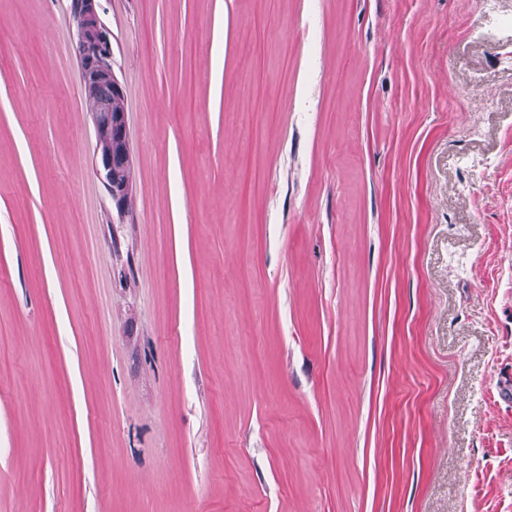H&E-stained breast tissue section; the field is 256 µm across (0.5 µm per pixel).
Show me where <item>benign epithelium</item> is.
<instances>
[{
	"label": "benign epithelium",
	"mask_w": 512,
	"mask_h": 512,
	"mask_svg": "<svg viewBox=\"0 0 512 512\" xmlns=\"http://www.w3.org/2000/svg\"><path fill=\"white\" fill-rule=\"evenodd\" d=\"M69 11L74 25V50L81 71V90L88 102L96 139L104 147L96 150L97 173L115 207L123 209L132 190V176L124 180L112 179L115 156L124 158V166L131 168L125 111H101L92 93L102 79L112 85V93L124 99L121 85L112 71V33L102 19V0H70Z\"/></svg>",
	"instance_id": "7a95c632"
}]
</instances>
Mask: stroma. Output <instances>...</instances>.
I'll list each match as a JSON object with an SVG mask.
<instances>
[{"instance_id": "stroma-1", "label": "stroma", "mask_w": 512, "mask_h": 512, "mask_svg": "<svg viewBox=\"0 0 512 512\" xmlns=\"http://www.w3.org/2000/svg\"><path fill=\"white\" fill-rule=\"evenodd\" d=\"M0 0V512H512V0ZM103 0H70L69 11L74 25V50L81 71V90L88 102L96 139L105 143L96 150L97 173L108 195L118 210H122L132 190L131 158L125 117L124 93L112 71V33L102 19L105 12ZM102 79L112 85V112H101V107L92 93L93 87ZM123 106V108H122ZM114 112L117 110H121ZM124 158L116 162L114 175L123 181L112 179L115 156Z\"/></svg>"}]
</instances>
